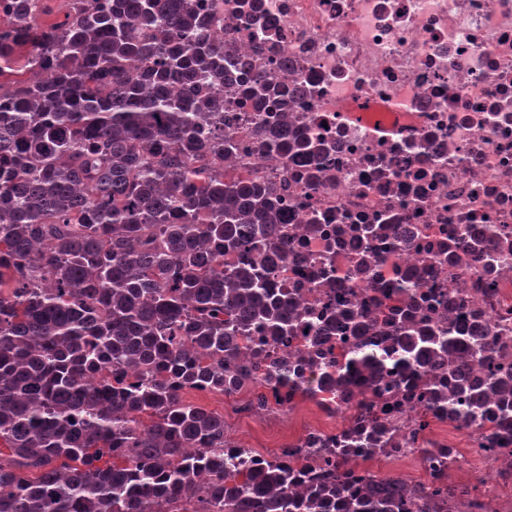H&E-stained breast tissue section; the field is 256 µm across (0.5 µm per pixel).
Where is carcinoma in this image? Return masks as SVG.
Here are the masks:
<instances>
[{
  "label": "carcinoma",
  "instance_id": "obj_1",
  "mask_svg": "<svg viewBox=\"0 0 512 512\" xmlns=\"http://www.w3.org/2000/svg\"><path fill=\"white\" fill-rule=\"evenodd\" d=\"M0 0V512H433L348 473L300 492L290 469L224 458V415L185 399L263 387L244 330L286 340L267 272L279 197L224 183V42L200 0ZM29 48L24 66L17 54ZM271 110L288 88L256 82ZM268 148L288 150V127ZM438 368L445 334L394 336ZM436 400L507 418L509 394L456 370Z\"/></svg>",
  "mask_w": 512,
  "mask_h": 512
}]
</instances>
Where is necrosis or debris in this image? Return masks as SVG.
I'll return each mask as SVG.
<instances>
[{
  "label": "necrosis or debris",
  "instance_id": "1",
  "mask_svg": "<svg viewBox=\"0 0 512 512\" xmlns=\"http://www.w3.org/2000/svg\"><path fill=\"white\" fill-rule=\"evenodd\" d=\"M224 56L225 179H260L280 197L286 289L296 328L274 347L300 369L281 413L310 408L287 447L254 448L252 466L322 473L340 413L377 401L397 467L420 462L448 512H512V420L468 424L429 403L431 370L386 358L375 394L351 358L365 338L452 331L464 371L496 338L512 374V0H206ZM287 86L288 132L304 148L273 153L266 112L247 89ZM352 312L356 324L343 321ZM346 368L343 382L326 377ZM486 469L475 488L462 468Z\"/></svg>",
  "mask_w": 512,
  "mask_h": 512
}]
</instances>
